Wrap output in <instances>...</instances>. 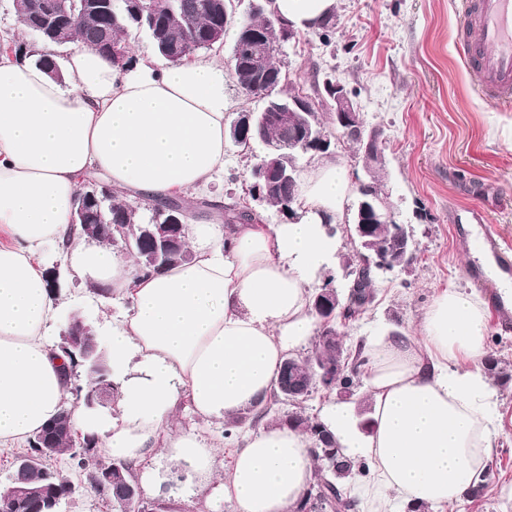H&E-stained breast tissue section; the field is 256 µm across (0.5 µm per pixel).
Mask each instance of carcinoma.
Segmentation results:
<instances>
[{
    "instance_id": "1",
    "label": "carcinoma",
    "mask_w": 512,
    "mask_h": 512,
    "mask_svg": "<svg viewBox=\"0 0 512 512\" xmlns=\"http://www.w3.org/2000/svg\"><path fill=\"white\" fill-rule=\"evenodd\" d=\"M23 7L14 10L15 16L22 28L29 32L33 27L48 31L50 18L44 11L45 0H22ZM76 22L72 33L88 46H99L98 52L105 54V49L112 45H125L128 39L139 33H145L153 49L163 60L177 65L186 60L180 55L182 51L197 52L206 50L207 40L216 32L226 31L224 27V12L219 9L221 0H157L156 11L153 15L139 11L136 0H75ZM276 15L268 19H253L251 25L265 42L271 44L268 51L265 80L259 81L256 71L250 63L249 42L244 37L235 36V44L240 48V55L232 62V69L245 93L257 97L263 91L272 89V102L279 111L265 121L263 137L269 146L286 147L285 165L300 169L302 158L306 157L298 147H288V129L293 123L287 122L285 112L291 105L293 94L283 89L285 74L276 62L279 48L276 47L277 34L273 29ZM298 180L291 182L272 178L269 187L252 194L263 195L262 201L270 204L279 211L290 212L289 218L297 217L293 204L296 198ZM91 223L97 224L102 220H110L122 225L115 231L114 240L122 249L136 260L139 271L150 274L164 271L177 264L187 262L191 255L183 241L173 245L156 264L148 261V255L153 245L149 234L140 230L136 234L129 233L127 224L133 221V213L129 205L120 202L119 195H112L105 207L92 208ZM150 217L147 223H165L170 217L185 218V207L178 196L157 201L150 205ZM253 212L241 207L238 203L224 205V223H244L252 219ZM401 229L399 224H379L376 226L375 240L381 248L398 244L401 238L396 231ZM348 286L351 287V297L340 296L344 308L343 319L355 318L370 309L372 303L367 301L369 294V277L362 272L350 276ZM314 351L319 353L328 365L336 364V345L321 341V334H316ZM364 344H359L355 354L349 356L346 369L340 374H330L321 383L310 387L308 394L312 395L319 389L326 391L353 393L362 385ZM303 402L302 397L289 399L279 387L272 388L269 398L259 402L242 412L226 427H242L246 424L255 426L259 422L286 425L291 429L308 434L315 449V459L318 466L315 479L306 491L297 512H356L357 500L350 496L345 487V480L353 475L366 476L369 467L364 462H355L344 457L336 444L335 436L317 418H311L301 411H279L275 406L290 404L292 406ZM53 458H47L41 463L27 467L25 482L30 487L61 486L68 479L52 470Z\"/></svg>"
}]
</instances>
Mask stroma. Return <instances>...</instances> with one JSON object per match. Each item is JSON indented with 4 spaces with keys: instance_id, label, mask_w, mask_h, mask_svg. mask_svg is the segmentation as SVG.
I'll list each match as a JSON object with an SVG mask.
<instances>
[{
    "instance_id": "obj_1",
    "label": "stroma",
    "mask_w": 512,
    "mask_h": 512,
    "mask_svg": "<svg viewBox=\"0 0 512 512\" xmlns=\"http://www.w3.org/2000/svg\"><path fill=\"white\" fill-rule=\"evenodd\" d=\"M462 9V0H336L330 43L318 29L301 30L279 51L285 90L316 101L322 122L330 115L317 102L318 89L332 78L345 85L366 123L381 130L389 201L417 243L413 265L379 277L374 306L341 326L345 350L388 326L418 333L437 293L472 292L465 269L479 256L464 235L452 232L454 210L482 211L503 245L512 247V109L484 102L459 55ZM254 161L251 151L227 144L224 184L212 189L211 199H245ZM352 221L353 209L345 207L334 226L333 260L315 286L329 279L344 288L343 268L355 255ZM57 295L61 308L50 329L55 342L73 315L91 318L99 339L108 341L126 310L119 302L101 305L86 284L66 275ZM490 328L489 354L506 374L490 381L504 432L488 487L447 512H512V328L495 320Z\"/></svg>"
}]
</instances>
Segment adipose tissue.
Returning a JSON list of instances; mask_svg holds the SVG:
<instances>
[{"mask_svg":"<svg viewBox=\"0 0 512 512\" xmlns=\"http://www.w3.org/2000/svg\"><path fill=\"white\" fill-rule=\"evenodd\" d=\"M335 0H274L296 29H312ZM65 80L0 56V446L28 440L70 395L61 353L47 330L58 306L39 261L65 243L70 276L127 310L112 327V381L118 415L107 423L79 414L108 461L132 464L147 493L190 484L206 492L196 512L220 496L227 512H295L314 481L310 438L285 426L228 439L233 454L218 473L219 444L173 431L180 405L229 422L266 400L288 353L315 328L310 285L332 244L324 220L342 215L353 185L339 159L300 175L297 219L227 224L220 215L190 222V261L149 276L111 245L71 229L73 202L87 173L147 200L191 197L224 177V66L197 57L158 68L121 69L86 47L64 65ZM420 338L386 331L365 345L371 427L347 406L328 405L323 422L342 453L374 466L359 484L362 512H400L404 503L446 512L486 471L502 419L484 373L490 326L485 301L446 289L425 311ZM163 449L172 463H150Z\"/></svg>","mask_w":512,"mask_h":512,"instance_id":"1","label":"adipose tissue"}]
</instances>
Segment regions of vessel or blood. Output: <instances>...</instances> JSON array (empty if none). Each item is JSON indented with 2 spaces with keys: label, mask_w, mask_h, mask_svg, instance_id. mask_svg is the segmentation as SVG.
Wrapping results in <instances>:
<instances>
[{
  "label": "vessel or blood",
  "mask_w": 512,
  "mask_h": 512,
  "mask_svg": "<svg viewBox=\"0 0 512 512\" xmlns=\"http://www.w3.org/2000/svg\"><path fill=\"white\" fill-rule=\"evenodd\" d=\"M464 33L459 51L469 65L485 100L499 105L512 99V0H464ZM454 232H466L478 249L489 257L497 278H489L476 266L467 268L473 285L484 291L494 314L505 323L512 322V304L498 292V277L512 278V252L503 248L480 211L467 210L455 214ZM473 223L472 231H464L461 222Z\"/></svg>",
  "instance_id": "vessel-or-blood-1"
}]
</instances>
